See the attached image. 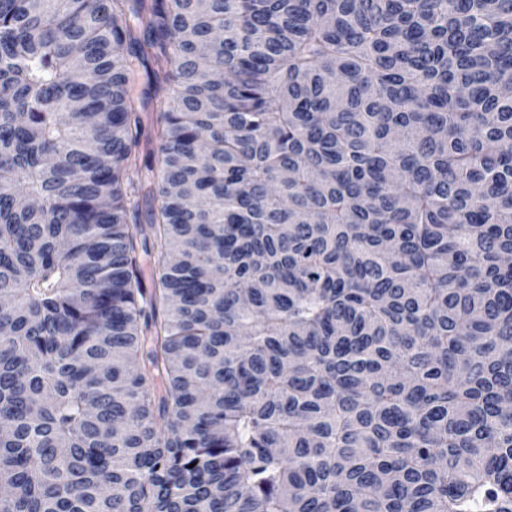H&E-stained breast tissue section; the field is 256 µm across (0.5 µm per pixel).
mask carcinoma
I'll list each match as a JSON object with an SVG mask.
<instances>
[{
  "instance_id": "carcinoma-1",
  "label": "carcinoma",
  "mask_w": 512,
  "mask_h": 512,
  "mask_svg": "<svg viewBox=\"0 0 512 512\" xmlns=\"http://www.w3.org/2000/svg\"><path fill=\"white\" fill-rule=\"evenodd\" d=\"M510 254L512 0H0V512H512Z\"/></svg>"
}]
</instances>
